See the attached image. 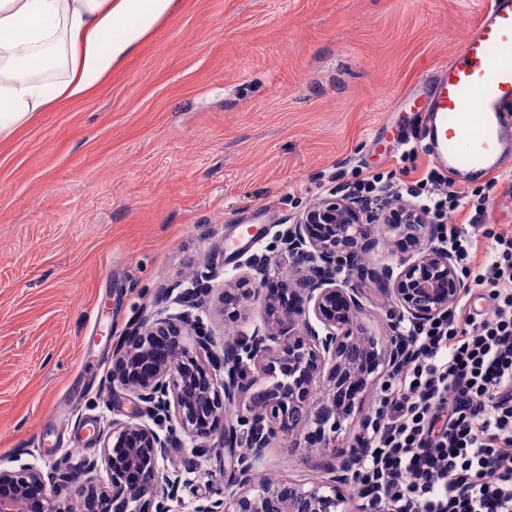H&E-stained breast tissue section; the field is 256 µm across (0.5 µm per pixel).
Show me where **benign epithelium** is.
Segmentation results:
<instances>
[{
	"instance_id": "benign-epithelium-1",
	"label": "benign epithelium",
	"mask_w": 512,
	"mask_h": 512,
	"mask_svg": "<svg viewBox=\"0 0 512 512\" xmlns=\"http://www.w3.org/2000/svg\"><path fill=\"white\" fill-rule=\"evenodd\" d=\"M376 224L406 245L407 256L368 268L360 255L375 249ZM438 238V226L410 202L368 205L329 192L224 282L226 315L258 302L268 318L220 352L194 313L220 272L208 268L193 287L167 290L163 301L182 309L135 323L113 349L112 384L133 392L134 411L97 433L100 457L79 474L66 456L47 474L29 463L0 468V512H173L187 480L176 469L160 472L159 461L181 435L197 454L210 452L199 441L215 437L224 449V489L197 498L191 512H352L362 448L337 433L410 355L403 324L447 316L461 294L456 260ZM276 252L288 254L298 273L284 277ZM368 281L385 298L391 334L382 340L358 322ZM306 429L325 479L309 488L283 479L255 486L267 449L296 445ZM58 481L76 484L75 503L56 498Z\"/></svg>"
}]
</instances>
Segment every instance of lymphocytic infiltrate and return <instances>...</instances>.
I'll list each match as a JSON object with an SVG mask.
<instances>
[{
  "mask_svg": "<svg viewBox=\"0 0 512 512\" xmlns=\"http://www.w3.org/2000/svg\"><path fill=\"white\" fill-rule=\"evenodd\" d=\"M497 184L460 192L431 167L395 184L359 171L344 186L363 201L416 199L465 282L453 315L407 330L413 355L392 375L358 461L370 512H512V230L485 220Z\"/></svg>",
  "mask_w": 512,
  "mask_h": 512,
  "instance_id": "f902f5d3",
  "label": "lymphocytic infiltrate"
}]
</instances>
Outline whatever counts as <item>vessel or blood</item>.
Here are the masks:
<instances>
[{
    "label": "vessel or blood",
    "mask_w": 512,
    "mask_h": 512,
    "mask_svg": "<svg viewBox=\"0 0 512 512\" xmlns=\"http://www.w3.org/2000/svg\"><path fill=\"white\" fill-rule=\"evenodd\" d=\"M410 109L400 142L430 140L435 168L483 177L512 169V0H489L458 50L393 106Z\"/></svg>",
    "instance_id": "obj_1"
}]
</instances>
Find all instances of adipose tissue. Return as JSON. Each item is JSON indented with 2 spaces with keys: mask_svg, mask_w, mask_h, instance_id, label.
<instances>
[{
  "mask_svg": "<svg viewBox=\"0 0 512 512\" xmlns=\"http://www.w3.org/2000/svg\"><path fill=\"white\" fill-rule=\"evenodd\" d=\"M177 0H0V139L85 97ZM123 36L104 41L114 27Z\"/></svg>",
  "mask_w": 512,
  "mask_h": 512,
  "instance_id": "1",
  "label": "adipose tissue"
}]
</instances>
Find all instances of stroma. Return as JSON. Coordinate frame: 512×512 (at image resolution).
<instances>
[{
    "label": "stroma",
    "instance_id": "1",
    "mask_svg": "<svg viewBox=\"0 0 512 512\" xmlns=\"http://www.w3.org/2000/svg\"><path fill=\"white\" fill-rule=\"evenodd\" d=\"M483 0H178L84 98L0 141V468L99 456L94 430L126 419L110 385L115 344L172 283L224 278L239 217L267 207L260 247L358 167L401 174L375 138L390 102L447 61ZM199 315L216 344L265 316ZM189 484L176 512L224 479V456L170 449ZM312 485L308 443H274L261 469Z\"/></svg>",
    "mask_w": 512,
    "mask_h": 512
}]
</instances>
